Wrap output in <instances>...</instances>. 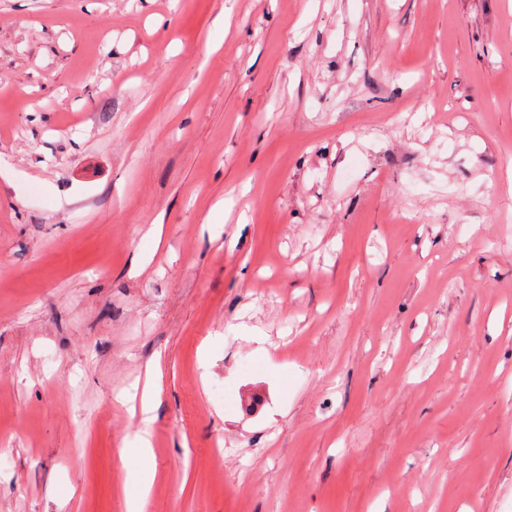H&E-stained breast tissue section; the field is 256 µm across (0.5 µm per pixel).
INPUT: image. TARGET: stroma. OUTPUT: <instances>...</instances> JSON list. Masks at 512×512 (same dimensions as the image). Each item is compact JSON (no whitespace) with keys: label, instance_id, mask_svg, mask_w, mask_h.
I'll return each mask as SVG.
<instances>
[{"label":"stroma","instance_id":"stroma-1","mask_svg":"<svg viewBox=\"0 0 512 512\" xmlns=\"http://www.w3.org/2000/svg\"><path fill=\"white\" fill-rule=\"evenodd\" d=\"M145 483L512 512V0H0V512ZM152 412L151 406V398H147L144 400L143 404V415L145 417L142 419V423L144 428L140 429L134 439L135 448L137 450V457L139 464L145 467H149L151 464V442L149 440L150 432L149 426L153 422L154 417L149 416Z\"/></svg>","mask_w":512,"mask_h":512}]
</instances>
